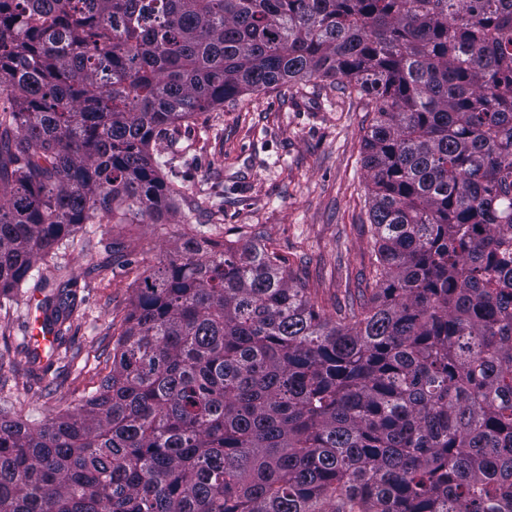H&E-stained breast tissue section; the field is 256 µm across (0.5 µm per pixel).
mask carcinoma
I'll use <instances>...</instances> for the list:
<instances>
[{
    "mask_svg": "<svg viewBox=\"0 0 512 512\" xmlns=\"http://www.w3.org/2000/svg\"><path fill=\"white\" fill-rule=\"evenodd\" d=\"M312 79L375 114L370 303L177 244L94 394L0 411V512H512V0H0V295L82 224L171 215L159 145L198 113Z\"/></svg>",
    "mask_w": 512,
    "mask_h": 512,
    "instance_id": "1",
    "label": "carcinoma"
}]
</instances>
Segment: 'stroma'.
<instances>
[{
    "mask_svg": "<svg viewBox=\"0 0 512 512\" xmlns=\"http://www.w3.org/2000/svg\"><path fill=\"white\" fill-rule=\"evenodd\" d=\"M342 83L281 85L247 94L181 126L179 207L165 224L94 225L57 263L75 281L70 366L32 363L21 324L31 285L0 299V406L34 424L80 405L112 366V349L146 267L197 230L216 241L247 233L288 261L328 315L367 288L372 230L362 158L373 122Z\"/></svg>",
    "mask_w": 512,
    "mask_h": 512,
    "instance_id": "obj_1",
    "label": "stroma"
}]
</instances>
